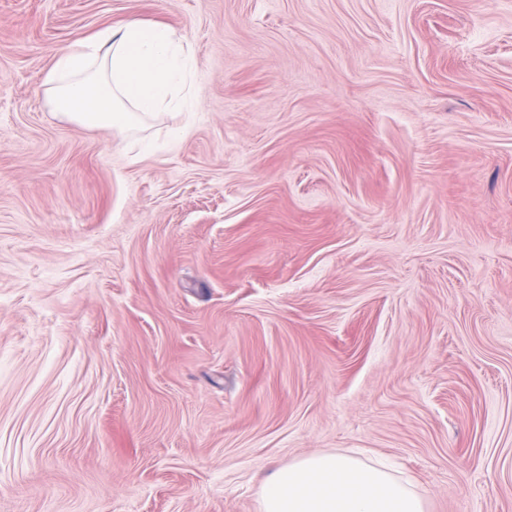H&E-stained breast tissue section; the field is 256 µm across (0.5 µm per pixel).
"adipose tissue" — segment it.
I'll use <instances>...</instances> for the list:
<instances>
[{"instance_id":"adipose-tissue-1","label":"adipose tissue","mask_w":512,"mask_h":512,"mask_svg":"<svg viewBox=\"0 0 512 512\" xmlns=\"http://www.w3.org/2000/svg\"><path fill=\"white\" fill-rule=\"evenodd\" d=\"M189 51L173 29L128 20L60 51L46 77L54 112L77 124L123 130L186 106ZM260 512H425L422 497L361 453H317L275 469Z\"/></svg>"}]
</instances>
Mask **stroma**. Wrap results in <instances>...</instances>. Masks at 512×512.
<instances>
[{
    "instance_id": "1",
    "label": "stroma",
    "mask_w": 512,
    "mask_h": 512,
    "mask_svg": "<svg viewBox=\"0 0 512 512\" xmlns=\"http://www.w3.org/2000/svg\"><path fill=\"white\" fill-rule=\"evenodd\" d=\"M132 18L194 110L57 115ZM351 450L512 512V0H0V512H259Z\"/></svg>"
}]
</instances>
